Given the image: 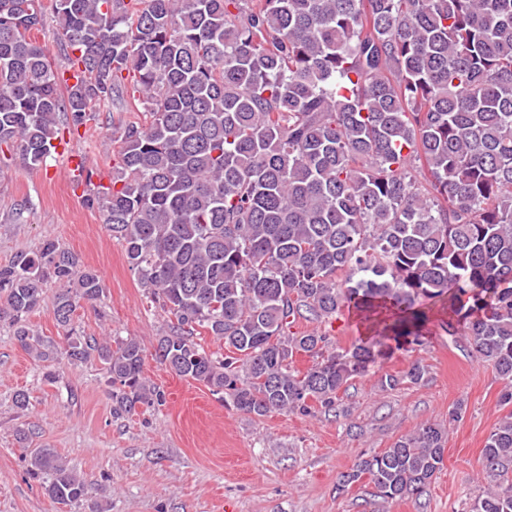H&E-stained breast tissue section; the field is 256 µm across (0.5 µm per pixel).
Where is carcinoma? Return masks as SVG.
Segmentation results:
<instances>
[{
	"label": "carcinoma",
	"mask_w": 512,
	"mask_h": 512,
	"mask_svg": "<svg viewBox=\"0 0 512 512\" xmlns=\"http://www.w3.org/2000/svg\"><path fill=\"white\" fill-rule=\"evenodd\" d=\"M59 68L34 39L41 0H0V146L46 162L132 82L141 117L119 131L109 183L84 205L174 319L157 362L246 414L336 411L394 346L422 343L426 300L512 403V0H52ZM64 342L26 317L44 285ZM103 279L46 240L0 266V318L41 362L98 358L112 415L160 406L144 347L81 336ZM371 334L349 348L303 322L348 308ZM220 343L206 351L200 330ZM304 354L312 365L293 366ZM417 362L382 386L419 384ZM448 441L424 423L341 475L386 502L421 494ZM469 512H512V414L486 439ZM30 478L60 504L96 488L51 448Z\"/></svg>",
	"instance_id": "obj_1"
}]
</instances>
